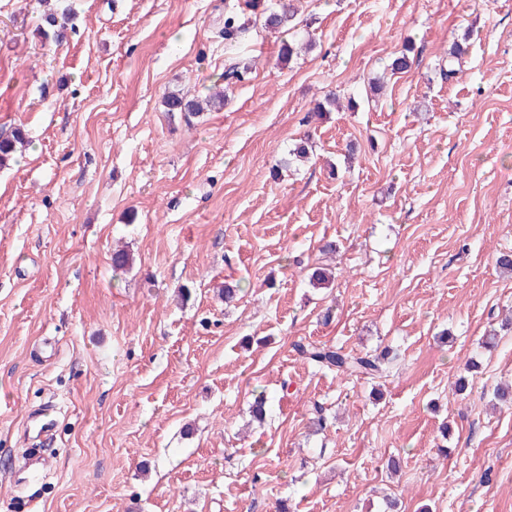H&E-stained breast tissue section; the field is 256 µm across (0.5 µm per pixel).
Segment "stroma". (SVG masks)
I'll use <instances>...</instances> for the list:
<instances>
[{
    "label": "stroma",
    "mask_w": 512,
    "mask_h": 512,
    "mask_svg": "<svg viewBox=\"0 0 512 512\" xmlns=\"http://www.w3.org/2000/svg\"><path fill=\"white\" fill-rule=\"evenodd\" d=\"M64 2L57 43L41 0H0V135L29 139L0 168V512L19 491L34 512H512V405L490 404L512 384V0H295L311 49L279 63L283 35L249 25L250 80L189 119L163 96L218 85L226 0ZM307 131L309 162L273 175ZM298 341L387 348L392 372L321 370ZM49 405L43 442L25 423ZM66 20L64 10L59 12L58 8H49L41 18L39 29L44 36L49 37L51 34L56 41H59L67 30Z\"/></svg>",
    "instance_id": "obj_1"
}]
</instances>
